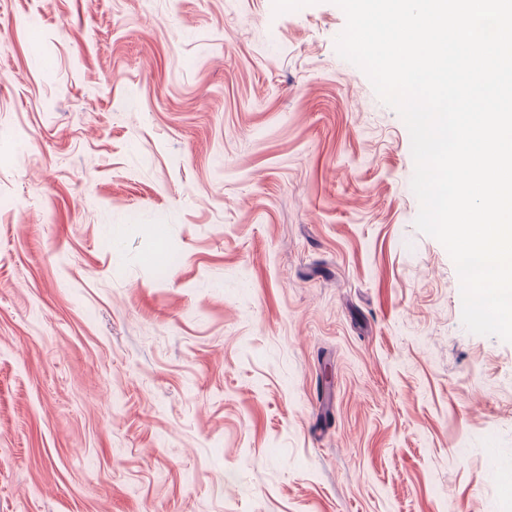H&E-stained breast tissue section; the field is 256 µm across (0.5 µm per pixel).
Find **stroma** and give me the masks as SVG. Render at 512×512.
Instances as JSON below:
<instances>
[{"label":"stroma","instance_id":"35a3bbf8","mask_svg":"<svg viewBox=\"0 0 512 512\" xmlns=\"http://www.w3.org/2000/svg\"><path fill=\"white\" fill-rule=\"evenodd\" d=\"M345 23L0 0V512H512V342Z\"/></svg>","mask_w":512,"mask_h":512}]
</instances>
